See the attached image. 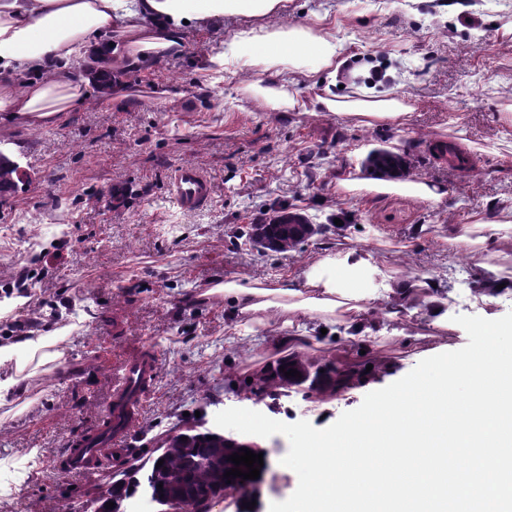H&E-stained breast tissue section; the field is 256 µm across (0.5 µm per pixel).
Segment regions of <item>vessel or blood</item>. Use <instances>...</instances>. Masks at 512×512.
Returning <instances> with one entry per match:
<instances>
[{
  "label": "vessel or blood",
  "mask_w": 512,
  "mask_h": 512,
  "mask_svg": "<svg viewBox=\"0 0 512 512\" xmlns=\"http://www.w3.org/2000/svg\"><path fill=\"white\" fill-rule=\"evenodd\" d=\"M175 202L185 210L206 205L212 194L207 174L197 165L176 168L170 181ZM159 359L141 346L112 366V391L98 427L71 439L61 457L69 472L83 474L103 468L115 455H125L129 437L142 409L143 398L155 382Z\"/></svg>",
  "instance_id": "1"
}]
</instances>
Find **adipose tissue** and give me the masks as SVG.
Instances as JSON below:
<instances>
[{"label":"adipose tissue","instance_id":"obj_1","mask_svg":"<svg viewBox=\"0 0 512 512\" xmlns=\"http://www.w3.org/2000/svg\"><path fill=\"white\" fill-rule=\"evenodd\" d=\"M285 0H0V120L31 126L50 123L62 112L86 106L87 71L99 74L152 66L184 51L187 26L219 22L227 16L264 19V26L243 28L225 49L209 58L214 72L238 59L258 69L254 96L277 109L288 107L355 118L360 124H403L413 108L397 95L339 98L321 86L314 99L288 90L295 76L326 73L335 78L343 64L341 47L323 29L286 25L275 17ZM30 80H23V73ZM338 186L348 193H401L423 202L442 198L435 184L412 179L389 181L348 176ZM379 267L360 252L342 250L319 261L304 285L290 281L227 279L209 290L224 300L233 318L257 327L271 318L282 322L280 345L300 342L295 321L306 317L325 327H341L351 337L370 338L373 326L400 320L423 309L431 336L448 331V299L430 277L394 278L386 286L388 305L376 302L372 283ZM57 338L42 331L0 342V365L18 351L45 365L59 359Z\"/></svg>","mask_w":512,"mask_h":512}]
</instances>
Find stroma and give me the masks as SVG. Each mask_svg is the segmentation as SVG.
<instances>
[{"instance_id": "stroma-1", "label": "stroma", "mask_w": 512, "mask_h": 512, "mask_svg": "<svg viewBox=\"0 0 512 512\" xmlns=\"http://www.w3.org/2000/svg\"><path fill=\"white\" fill-rule=\"evenodd\" d=\"M278 20L333 33L344 60L340 96H405L413 107L407 122L367 127L262 105L246 91L254 70L207 69L237 30L260 24L235 16L188 27L182 55L122 73L125 101L94 85L83 109L53 123H0V150L31 175L0 200V302L25 294L22 315L66 336L63 363L37 372L0 407V512L100 506L145 478L179 429L214 428L228 408L326 428L419 362L404 337H335L310 321L298 354L319 364L367 363V382L339 394L266 387L263 370L288 352L273 346L275 327L236 324L222 302L205 298L226 278L301 285L318 261L353 249L379 266L376 290L426 274L447 294L449 316L512 311V294L477 304L469 284L489 266L512 277V238L449 244L461 225L499 219L512 204V124L502 118L512 106V0H287ZM375 149L406 156L409 177L441 185L442 200L339 191L340 175L367 169ZM186 163L213 187L195 211L178 207L169 191L173 170ZM282 205L324 232L285 253L252 249L249 226ZM23 269L32 277L22 292L14 277ZM146 344L160 355L159 374L130 436L132 453L99 472L69 473L58 460L71 437L97 425L112 364ZM237 439L270 463L254 495L256 512H269L298 485L281 463L289 441Z\"/></svg>"}]
</instances>
